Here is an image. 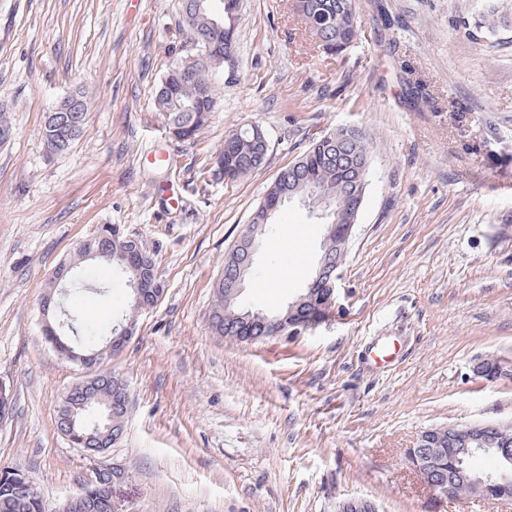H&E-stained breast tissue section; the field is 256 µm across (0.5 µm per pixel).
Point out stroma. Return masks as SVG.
<instances>
[{"instance_id": "35a3bbf8", "label": "stroma", "mask_w": 512, "mask_h": 512, "mask_svg": "<svg viewBox=\"0 0 512 512\" xmlns=\"http://www.w3.org/2000/svg\"><path fill=\"white\" fill-rule=\"evenodd\" d=\"M357 39L321 52L293 0H242L237 63L191 143L170 138L155 92L186 55L180 0H0V471L19 469L46 512L95 467L120 469L131 512H512L436 499L405 460L431 427L512 423V0H356ZM507 25L490 32L484 16ZM430 96L423 111L406 91ZM87 106L70 149L49 155L44 115ZM260 124L269 151L235 182L212 174L226 134ZM340 127L364 134L372 169L340 268L335 307L294 336L246 344L210 329L224 256L279 171ZM169 155L162 164L161 155ZM103 224L143 238L165 293L105 369L126 384L118 443L88 455L56 428L84 378L42 332L53 270ZM321 219L288 204L262 239L241 307L284 306L304 288ZM61 303L108 326L131 289L87 262ZM390 352L374 361L377 347Z\"/></svg>"}]
</instances>
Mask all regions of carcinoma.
I'll use <instances>...</instances> for the list:
<instances>
[{
  "label": "carcinoma",
  "mask_w": 512,
  "mask_h": 512,
  "mask_svg": "<svg viewBox=\"0 0 512 512\" xmlns=\"http://www.w3.org/2000/svg\"><path fill=\"white\" fill-rule=\"evenodd\" d=\"M312 11L308 14V28L317 48L326 54H336L350 46L357 38L358 25L355 0H309ZM241 8V0H181L183 15L197 21L193 36L198 46L210 44L224 48V42L235 40V22ZM223 21L224 29L215 30L205 23L200 10ZM216 84L207 61L199 59L186 65H171L162 80L156 95L155 105L166 120V130L181 142L195 140L207 126L216 103ZM265 161L260 146L256 143L251 128L236 130L224 137V146L216 158V174L226 180L235 181L259 170ZM371 168V155L363 135L354 128H338L316 140L294 163L281 169L268 188L263 204L283 206L288 194L297 191L296 197L317 192L327 195L337 211L340 224L357 220L352 200L343 194V189L352 187L358 194L362 186L353 181L354 169ZM107 227H102L90 238L93 246L112 251V267L125 263L122 244L124 237L108 238ZM238 303L224 299V284L215 289V303L211 313L212 328L221 336L239 341L243 336H262L264 329L258 324H244ZM112 333L96 327L83 328L78 333L79 342L73 346L75 352L86 354L102 348L99 337ZM122 383L112 372L95 370L90 379L72 387L60 401L57 414V429L69 428L70 411L83 405L95 404L112 396L115 385ZM489 454L497 456L495 449H512V425L504 426L488 444ZM27 475L20 470L0 473V512H45L42 498L27 491L23 483ZM109 475L101 474L99 491L89 497L65 505V512H110L104 487Z\"/></svg>",
  "instance_id": "1"
}]
</instances>
